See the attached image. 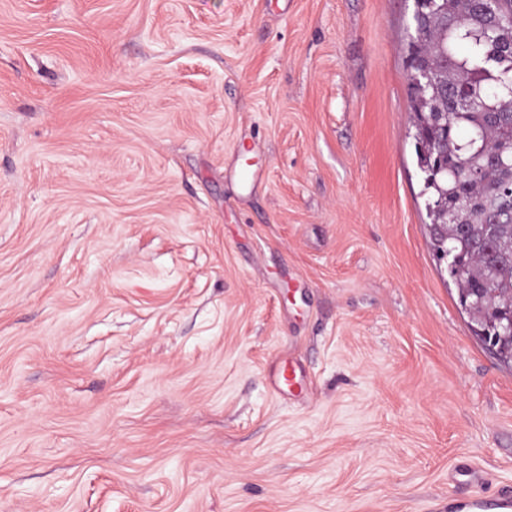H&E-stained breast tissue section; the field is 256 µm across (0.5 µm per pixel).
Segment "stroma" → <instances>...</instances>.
<instances>
[{
	"instance_id": "35a3bbf8",
	"label": "stroma",
	"mask_w": 512,
	"mask_h": 512,
	"mask_svg": "<svg viewBox=\"0 0 512 512\" xmlns=\"http://www.w3.org/2000/svg\"><path fill=\"white\" fill-rule=\"evenodd\" d=\"M413 10L0 0V512L512 490V367L420 196Z\"/></svg>"
}]
</instances>
